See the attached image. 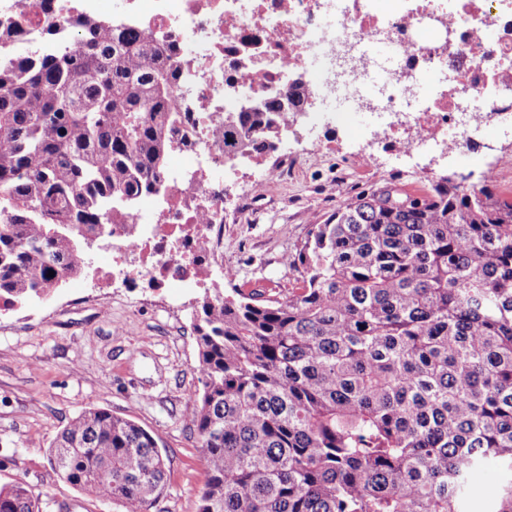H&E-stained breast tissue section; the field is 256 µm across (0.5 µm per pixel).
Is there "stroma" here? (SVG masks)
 Returning <instances> with one entry per match:
<instances>
[{"label": "stroma", "mask_w": 512, "mask_h": 512, "mask_svg": "<svg viewBox=\"0 0 512 512\" xmlns=\"http://www.w3.org/2000/svg\"><path fill=\"white\" fill-rule=\"evenodd\" d=\"M321 135L331 151L313 154L307 144L293 145L303 166L260 196L239 180L247 200L224 221L221 288L287 296L298 274L285 256L312 225L363 190L391 182L413 192L446 175L476 183L500 156L512 154V130H493L467 160L412 155L394 167L378 148L360 174L352 154L366 140L355 126L334 122ZM167 294L138 288L98 299L66 285L50 300L0 318V487L25 484L41 512H115L111 501L65 482L50 462V447L67 423L96 407L156 435L168 466L160 512H198L206 471L189 417L199 386L190 328L196 300L173 308Z\"/></svg>", "instance_id": "35a3bbf8"}]
</instances>
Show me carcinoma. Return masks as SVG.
Returning a JSON list of instances; mask_svg holds the SVG:
<instances>
[{
	"mask_svg": "<svg viewBox=\"0 0 512 512\" xmlns=\"http://www.w3.org/2000/svg\"><path fill=\"white\" fill-rule=\"evenodd\" d=\"M77 39L0 63V295L18 307L83 273V227L127 221L138 195L164 190L187 118L175 47L110 18ZM285 99L308 106L299 83ZM283 100L225 114L224 154L275 152ZM467 180L420 195L387 182L342 204L285 257L300 274L286 298L204 289L199 512H469L481 469L504 490L486 512H512V202ZM51 460L118 512L165 496L156 436L106 409L75 416ZM0 512L40 506L18 482L0 487Z\"/></svg>",
	"mask_w": 512,
	"mask_h": 512,
	"instance_id": "cac0c4a2",
	"label": "carcinoma"
}]
</instances>
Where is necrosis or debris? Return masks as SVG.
Instances as JSON below:
<instances>
[{
  "label": "necrosis or debris",
  "mask_w": 512,
  "mask_h": 512,
  "mask_svg": "<svg viewBox=\"0 0 512 512\" xmlns=\"http://www.w3.org/2000/svg\"><path fill=\"white\" fill-rule=\"evenodd\" d=\"M502 0H120L110 11L156 42L177 37L187 67L178 98L187 113L164 195L141 197L128 224L107 225L108 259L85 288L162 287L180 300L224 260V100L240 108L300 79L313 99L383 116L394 155L466 152L477 134L512 124V18ZM104 0H0V21L20 17L26 41L52 52L73 44L75 20ZM53 26L56 38L42 33ZM502 34L490 40L486 29Z\"/></svg>",
  "instance_id": "1"
}]
</instances>
